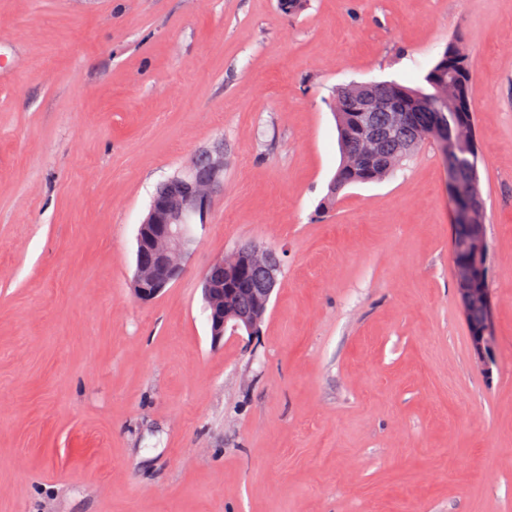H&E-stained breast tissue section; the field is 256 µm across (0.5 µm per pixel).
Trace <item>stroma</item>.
Segmentation results:
<instances>
[{
    "label": "stroma",
    "mask_w": 512,
    "mask_h": 512,
    "mask_svg": "<svg viewBox=\"0 0 512 512\" xmlns=\"http://www.w3.org/2000/svg\"><path fill=\"white\" fill-rule=\"evenodd\" d=\"M468 56L496 344L470 352L445 163L320 204L335 87ZM224 143L183 277L137 299L161 182ZM281 272L212 346L201 279ZM0 512H512V0H0Z\"/></svg>",
    "instance_id": "obj_1"
}]
</instances>
